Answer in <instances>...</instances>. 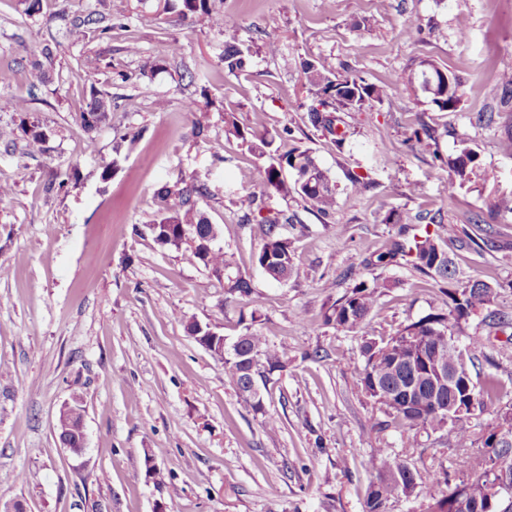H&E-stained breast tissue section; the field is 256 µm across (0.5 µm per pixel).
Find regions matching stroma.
Segmentation results:
<instances>
[{"label": "stroma", "mask_w": 512, "mask_h": 512, "mask_svg": "<svg viewBox=\"0 0 512 512\" xmlns=\"http://www.w3.org/2000/svg\"><path fill=\"white\" fill-rule=\"evenodd\" d=\"M156 0H42L27 17L19 0H0V90L28 100L26 117L0 112V512H363L375 478L374 448L408 457L419 470L445 467L464 479L467 449L446 433L406 436L376 431L384 414L361 389L364 338H389L409 322L447 310L433 279L405 260L365 267L381 248L402 239L392 211L446 221L480 239L448 246L471 278L499 283L497 309L512 314V214L491 215L512 197V154L500 142L512 132V102H503L501 72H512V0H210L236 24L257 53L243 72L225 71L224 37L202 21L168 13ZM125 6V29L69 43L67 31L87 12L109 16ZM465 19L469 36L454 29ZM419 25V41L401 37ZM279 40L295 67L261 53ZM62 48L42 68L43 45ZM182 52L166 57L169 43ZM139 54H130L129 44ZM95 57L94 70L85 64ZM432 59L460 81L457 111L441 112L422 94L389 87L383 102L347 112V138L304 123L314 97L298 63L316 60L380 84ZM163 59L162 69L145 63ZM112 96V119L94 130L79 121L93 90ZM197 100L207 116L197 136ZM260 135L293 140L282 149L310 150L338 190L336 210L322 218L297 197L271 196L272 213L288 216L280 232L294 250L297 271L287 282L256 262L262 227L236 205L260 187L262 159L224 134V115ZM493 113L479 125L475 115ZM39 124L49 139L29 151L17 127ZM436 131L429 147L406 139L420 123ZM136 136L123 143L125 133ZM479 155L474 183L448 192V160L460 138ZM111 177H104L106 166ZM365 177L361 194L351 176ZM199 179L209 191L197 209L220 225L217 241L229 275L249 279L263 301L256 327L289 356L274 372L256 413L224 378V365L197 344L195 321L234 339L251 307L226 297L224 285L184 251L157 245L149 226L158 191ZM489 227L475 225V218ZM394 281L360 328L325 324L324 314L356 282ZM475 383H500L492 406L474 419L481 431L497 411L512 408V347L493 362L477 361ZM80 399L85 452L59 440L56 416ZM278 420L268 431L265 417Z\"/></svg>", "instance_id": "obj_1"}]
</instances>
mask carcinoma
<instances>
[{
  "mask_svg": "<svg viewBox=\"0 0 512 512\" xmlns=\"http://www.w3.org/2000/svg\"><path fill=\"white\" fill-rule=\"evenodd\" d=\"M162 10L176 12L183 18L197 17L211 26L224 30L229 40L224 42V68L230 73L244 70L252 57L251 46L241 43L234 34L235 25L221 15L212 14L207 0H161ZM99 23L93 14H87L82 21L74 24L68 31V39L79 43L89 37L91 26ZM307 81L318 88V103L307 109V121L316 129L332 136L336 147H343L346 132H338L343 120L338 112L346 110L362 111L374 101H382L386 88L393 85H406L421 91L427 102L441 112H453L460 103L457 77L441 69L430 59L419 61L424 73L403 70L395 73L387 83L378 86L368 83L364 78L352 74H342L325 68L316 60H304L300 63ZM112 107V97L106 93L92 95L87 110L80 114L81 125L91 130L107 120ZM0 112H15L23 115L29 112L27 100L8 92H0ZM21 130L27 136V146L33 151L43 150L48 139L47 133L38 125H26L21 121ZM224 133L248 144L250 150L267 156L269 164L261 172V192L266 196L295 194L304 201L310 210L329 215L336 206V183L327 171L322 169L306 150L294 147L280 152L274 146V139L262 138L260 144H253L256 134L237 123L234 114L224 113ZM451 170L448 180V197H455L457 188L472 181L478 169V154L465 139L459 141L455 157L448 162ZM291 168L295 173L306 175L304 179L288 182L284 170ZM205 184L195 180L165 186L159 192L161 207L151 230L154 241L176 250L185 249L188 258L198 261L216 277H224V271L230 261L221 249L209 251L204 242L212 234L221 232L220 225L211 224L204 217H196V202L206 196ZM258 223L265 225L263 243L256 256L258 265L264 273L277 282H285L296 270L288 240L279 232L278 222L262 217ZM430 223L438 226L432 233L425 229L413 235L406 242H395L391 249L377 256V262L388 264L401 255L420 273L438 283L448 285L449 313L439 311L413 321L388 340L366 339L361 345L365 364L360 374V383L365 395L393 418V421L410 432H448V438L460 448H478L467 461L466 479L454 482L446 469L423 473L408 460L393 454L388 448H378L372 455L370 464L376 469L375 480L371 482L364 512H387L386 506L392 499L411 497L417 488L431 485L439 492L430 494L432 503L429 512H459L456 503L462 497L459 486L469 483L479 488L489 482H500L506 489L512 490V417L499 411L495 421L484 428L488 438L496 432L509 437L500 443V447L491 451L484 447L483 436L473 431L471 420L476 413H484L486 401L493 399L497 380L489 375L482 387L471 383V387L459 391V406L464 413L453 419L436 412L433 403L435 381L438 376L430 372L413 368L418 359L424 357L430 363L439 362L451 368L455 365L463 369L474 366L476 339L464 346L459 352L448 344V337L454 335V328L461 327V321L472 316L479 317V323L496 332L512 329V315L493 308L497 288L489 282L472 280L464 276L448 256L441 242L448 239L462 247L476 243L468 233L458 235L454 224L432 217ZM194 244H189L188 240ZM395 283L380 278L372 281H360L353 285L350 292L336 300L327 310L324 321L343 330L353 331L363 324L371 314L376 298ZM227 293L248 299L252 305L251 322H257V314L262 308L259 300L252 296L249 280L237 276L228 280ZM454 323H449V319ZM288 365V353L271 345L260 331L246 327L244 337L237 342L233 351L224 358V376L231 386L245 399L252 402L256 411L263 405L255 399L250 390L251 380L266 382L265 372L282 370ZM59 438L64 447L78 454L84 451V437L80 426L69 425L61 421Z\"/></svg>",
  "mask_w": 512,
  "mask_h": 512,
  "instance_id": "cac0c4a2",
  "label": "carcinoma"
}]
</instances>
